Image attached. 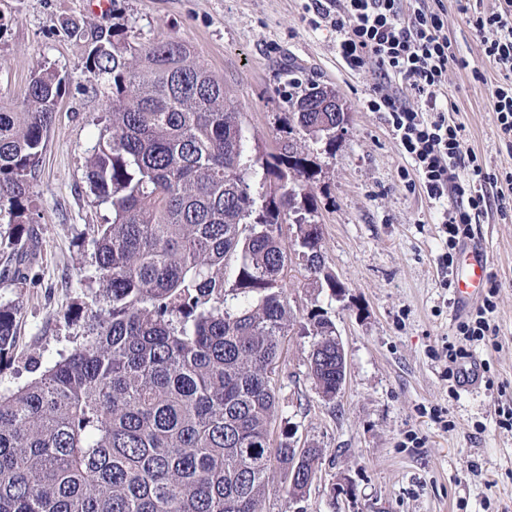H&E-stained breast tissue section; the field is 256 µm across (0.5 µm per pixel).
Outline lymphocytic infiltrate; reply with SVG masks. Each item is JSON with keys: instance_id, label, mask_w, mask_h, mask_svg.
Instances as JSON below:
<instances>
[{"instance_id": "1", "label": "lymphocytic infiltrate", "mask_w": 512, "mask_h": 512, "mask_svg": "<svg viewBox=\"0 0 512 512\" xmlns=\"http://www.w3.org/2000/svg\"><path fill=\"white\" fill-rule=\"evenodd\" d=\"M313 10L336 29L340 54L350 68L370 66L379 74L366 107L386 113L420 188L438 202L455 197V206L441 213L450 249L443 263L452 266L453 249L471 235L473 215L491 205L503 214L512 211V171L501 181L486 176L477 155L463 146L464 125L446 115L442 97L456 54L443 33L442 11L421 6L408 13L403 0H336L332 10L316 0ZM471 24L503 75L491 94V108L500 138L512 142V0L502 10L473 14ZM409 96L414 105L406 104ZM499 288L496 277H489L481 305L458 323L459 341L448 346L450 380L458 378V361L469 358L468 344L488 335Z\"/></svg>"}]
</instances>
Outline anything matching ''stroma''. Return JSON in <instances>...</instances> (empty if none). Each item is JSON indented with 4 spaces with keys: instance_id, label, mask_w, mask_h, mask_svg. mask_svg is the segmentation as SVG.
<instances>
[{
    "instance_id": "stroma-1",
    "label": "stroma",
    "mask_w": 512,
    "mask_h": 512,
    "mask_svg": "<svg viewBox=\"0 0 512 512\" xmlns=\"http://www.w3.org/2000/svg\"><path fill=\"white\" fill-rule=\"evenodd\" d=\"M0 0V103L22 100L40 66L58 71L61 99L30 181L38 243L0 305L18 310L14 350L0 364V392L26 385L93 336L109 301L96 271L94 238L112 211L91 191L85 165L106 126L105 77L90 73L91 32L121 31L146 45L177 37L220 79L241 114L251 149L275 152L290 100L305 86L331 87L348 112L335 146L300 134L313 182L326 268L340 295L288 267V301L299 321L322 310L344 347L347 382L323 401L308 374L312 337L293 330L278 367L280 406L296 437L320 449L319 479L300 504L271 492L261 512H512V430L495 411L512 401V218L488 209L473 221L500 290L496 336L472 345L487 368L478 393L452 392V288L443 284L446 236L434 201L402 178L411 163L385 116L367 110L372 70L341 57L330 24H310L305 0ZM445 31L458 63L447 76L452 117L490 175L512 169L491 90L501 77L457 0H444ZM346 494H336V487Z\"/></svg>"
}]
</instances>
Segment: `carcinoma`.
I'll return each instance as SVG.
<instances>
[{
	"label": "carcinoma",
	"instance_id": "obj_1",
	"mask_svg": "<svg viewBox=\"0 0 512 512\" xmlns=\"http://www.w3.org/2000/svg\"><path fill=\"white\" fill-rule=\"evenodd\" d=\"M88 61L112 79L109 135L86 170L112 208L94 253L109 306L92 341L0 394V512H259L276 487L298 503L304 478L281 485L293 432L272 438L282 338L296 322L284 270L304 255L314 281L334 292L336 277L321 225L302 216L318 210L316 172L292 135L334 126L336 113H289L280 151L258 155L224 84L183 42L133 46L101 29ZM62 84L45 66L20 103L0 105V246L13 252ZM316 94L336 98L313 85L291 107ZM16 316L0 306V362ZM331 327L318 312L302 325L325 401L345 375Z\"/></svg>",
	"mask_w": 512,
	"mask_h": 512
}]
</instances>
